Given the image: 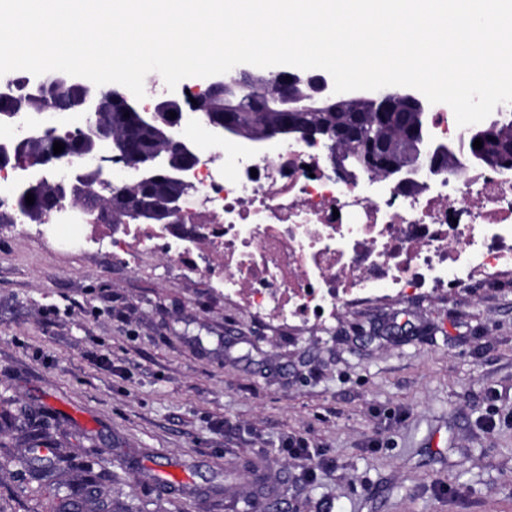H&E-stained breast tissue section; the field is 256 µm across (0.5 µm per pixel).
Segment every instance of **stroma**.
I'll return each mask as SVG.
<instances>
[{
	"label": "stroma",
	"mask_w": 512,
	"mask_h": 512,
	"mask_svg": "<svg viewBox=\"0 0 512 512\" xmlns=\"http://www.w3.org/2000/svg\"><path fill=\"white\" fill-rule=\"evenodd\" d=\"M165 264L132 270L0 224V399L101 461L103 497L148 512H235L256 490L280 512H512V280L352 306L315 332L257 321ZM159 462L179 484L154 479ZM34 488L0 462V512H42Z\"/></svg>",
	"instance_id": "stroma-1"
}]
</instances>
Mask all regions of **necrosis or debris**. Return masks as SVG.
I'll return each instance as SVG.
<instances>
[{"label":"necrosis or debris","instance_id":"1","mask_svg":"<svg viewBox=\"0 0 512 512\" xmlns=\"http://www.w3.org/2000/svg\"><path fill=\"white\" fill-rule=\"evenodd\" d=\"M202 166L182 201L183 240L167 224H117L93 236L131 268L155 251L209 280L225 300L281 326L322 327L349 306L512 277V177L490 168L432 172L402 192L337 176L324 147L287 142L252 154L193 125Z\"/></svg>","mask_w":512,"mask_h":512}]
</instances>
